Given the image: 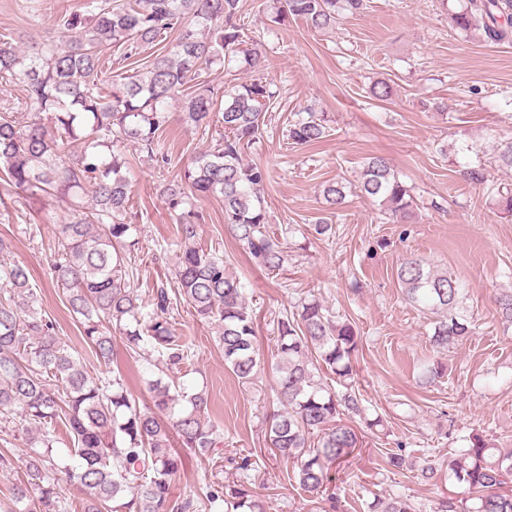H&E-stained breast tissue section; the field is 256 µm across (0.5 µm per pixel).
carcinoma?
I'll return each mask as SVG.
<instances>
[{"label":"carcinoma","instance_id":"obj_1","mask_svg":"<svg viewBox=\"0 0 512 512\" xmlns=\"http://www.w3.org/2000/svg\"><path fill=\"white\" fill-rule=\"evenodd\" d=\"M364 8L365 0H280L275 21L291 16L321 30ZM450 19L453 27L478 32L488 43L512 41V0H466ZM247 30L240 0H85L83 13L58 17L55 35L32 52L0 39V78L35 109L31 115L0 113V170L31 196L69 200L72 220L57 225L50 247L51 280L65 291L84 341L106 366L114 360V325L123 329L129 354L151 352L175 368L189 361L190 348L166 317L175 298L217 328L224 365L239 380L248 383L256 374L257 330L245 285L226 271L222 256L196 246L202 214L195 200L219 196L227 232L246 247L254 265L274 273L286 260L283 243L268 230L260 195L269 168L242 158L245 146L262 136L275 92L260 78L223 91L201 78L239 54L250 67H259L258 50L240 48ZM173 31L176 39L145 72L119 84L104 79L109 50H121L127 60ZM221 96L224 108L217 110ZM179 99L184 123L205 131L219 123L224 134L179 181L161 188L163 202L179 212L181 251L174 296L156 289L147 311L122 273V254L134 251L136 242L128 240L132 225L125 222L130 170L121 144L132 142L160 166L169 164L159 133ZM326 133L323 115L308 109L288 125V143L315 144ZM492 163L512 171V138L496 146ZM461 175L479 186L488 178L481 163L464 167ZM356 189L380 202L393 224L405 223L412 213L410 189L383 155L365 158ZM323 197L338 211L345 186L330 182ZM11 249L0 237V414L21 409L39 428L41 449L26 456L23 477L13 483L0 512H59L63 483L82 493L83 512H192L194 501L176 497L172 480L182 466V451L203 454L219 444L205 391L189 393L179 384L152 381L151 405L143 409L121 377L108 382L90 377L56 335L55 323L37 308L28 268L5 261ZM396 275L407 303L432 316L434 346L446 348L471 334V322L459 311L458 280L412 254L401 259ZM496 306L501 320L512 325V289L499 293ZM299 307L277 320L274 393L282 411L269 421L266 434L275 455L300 461L299 488L317 495L359 442L347 423L363 414L355 382L359 338L349 320L335 318L320 301L305 299ZM61 426L72 439L74 465L54 461ZM440 470L441 464L427 459L412 478L427 484ZM448 470L471 498L444 496L433 512H512V493L503 490L512 480L511 451L472 435ZM204 497L208 512H265L243 481H211ZM368 512H416V507L392 493L374 497Z\"/></svg>","mask_w":512,"mask_h":512}]
</instances>
